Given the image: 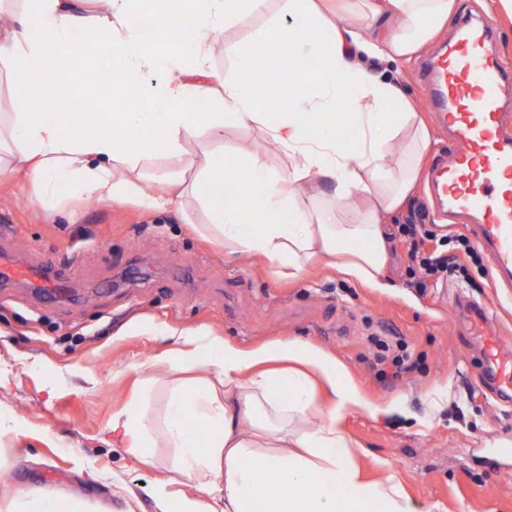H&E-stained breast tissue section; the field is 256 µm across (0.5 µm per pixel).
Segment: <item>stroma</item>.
Wrapping results in <instances>:
<instances>
[{
  "label": "stroma",
  "instance_id": "1",
  "mask_svg": "<svg viewBox=\"0 0 512 512\" xmlns=\"http://www.w3.org/2000/svg\"><path fill=\"white\" fill-rule=\"evenodd\" d=\"M273 22L270 14H246L226 27L209 74L241 72L232 47L255 43ZM377 71L400 77L430 133L418 182L384 227L390 240L382 291L318 264L283 278L260 258L214 247L199 232L207 217L192 192L180 205L157 209L136 198L118 205L67 193L48 210L24 175L0 177V260L51 265L63 287L50 296L28 281H0V366L10 372L0 414L19 424L7 439L12 455L0 461L12 476L0 486V508L19 490L49 502L81 498L94 512H154L157 483L193 494L170 466L172 449L156 448L153 466L145 467L112 430L113 413L138 388L129 365L165 359L170 349L129 332L130 323L143 321L204 325L244 349L299 339L332 354L364 399L383 408L344 417L369 479L393 473L421 512H512V402L486 391L478 344L460 335L451 309L459 297L488 303L512 338V286L487 261L469 266L465 282L451 278L423 292L408 286L397 225L418 219L440 239L467 230L435 215L428 175L450 144L429 110L421 61L385 62ZM255 143L273 170L287 173V155L261 129L235 128L223 142L202 131L172 153L149 157L139 185L158 193L171 178L192 181L207 156L233 163ZM381 340L403 344L412 369L378 362ZM442 389L449 403L432 410Z\"/></svg>",
  "mask_w": 512,
  "mask_h": 512
}]
</instances>
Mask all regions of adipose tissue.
<instances>
[{
    "label": "adipose tissue",
    "instance_id": "adipose-tissue-1",
    "mask_svg": "<svg viewBox=\"0 0 512 512\" xmlns=\"http://www.w3.org/2000/svg\"><path fill=\"white\" fill-rule=\"evenodd\" d=\"M271 3L159 0L152 12L159 39L149 43L134 0H108L106 10L90 15L62 0H22L12 30L0 36L14 108L0 127V175L25 174L47 208L65 189L171 205L170 193L142 194L140 163L201 129L220 142L226 128L263 126L270 106L232 74L214 85L184 81L182 58L205 71L224 27L245 13L266 14ZM453 8L454 0H370L361 23L331 20L329 0H284L283 20L261 45L279 82H296L288 112L268 131L288 157V172H274L257 150L234 170L210 157L193 183L206 194V238L261 257L282 274L325 261L383 287V219L416 185L430 136L400 86L375 69L411 61ZM396 17L401 23L387 35H364V24ZM77 29L110 61L94 68V81L136 96L135 109L86 117L63 104L64 61L74 55ZM155 69L164 71V86L145 92L144 77ZM394 142L400 155L389 165L384 158ZM307 199L313 208H304ZM144 331L173 339L165 360L173 378L160 380L155 362L139 364L140 392L113 414L112 430L145 464L153 463L156 443L173 449L174 469L196 489L177 497L158 484L154 512H419L394 475L362 477L360 449L341 421L365 401L331 354L297 340L242 349L204 327L150 324ZM162 388L169 401L152 407ZM199 427L205 440L197 438Z\"/></svg>",
    "mask_w": 512,
    "mask_h": 512
}]
</instances>
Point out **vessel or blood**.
Here are the masks:
<instances>
[{"instance_id":"b4317fda","label":"vessel or blood","mask_w":512,"mask_h":512,"mask_svg":"<svg viewBox=\"0 0 512 512\" xmlns=\"http://www.w3.org/2000/svg\"><path fill=\"white\" fill-rule=\"evenodd\" d=\"M494 27L464 20L456 36L424 66L438 125L453 150L432 173V190L449 214L469 219L467 229L501 281L512 280V68L490 47ZM59 284L45 271L0 262V278ZM457 315L479 342L494 396L512 394V345L491 326L485 305L462 299Z\"/></svg>"}]
</instances>
